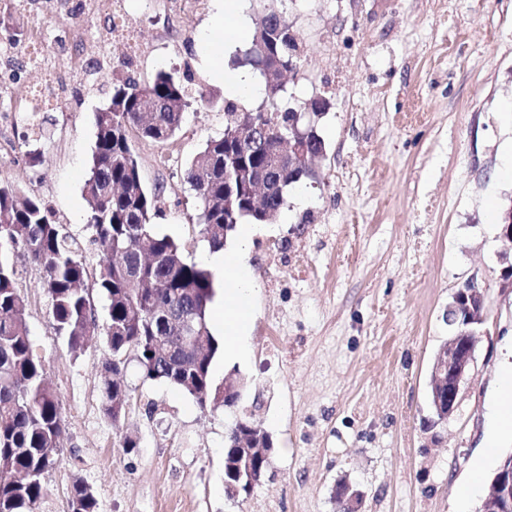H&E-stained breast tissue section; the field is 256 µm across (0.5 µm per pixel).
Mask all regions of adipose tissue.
<instances>
[{
	"label": "adipose tissue",
	"instance_id": "obj_1",
	"mask_svg": "<svg viewBox=\"0 0 512 512\" xmlns=\"http://www.w3.org/2000/svg\"><path fill=\"white\" fill-rule=\"evenodd\" d=\"M257 228L252 224L237 225L223 248L208 257L212 266L226 272L224 295L213 304L214 325L224 342V364L234 367L248 356L250 319L245 312L253 294L250 244ZM512 442V361L503 360L497 388L490 405V422L482 440L486 452L503 443Z\"/></svg>",
	"mask_w": 512,
	"mask_h": 512
}]
</instances>
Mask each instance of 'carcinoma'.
I'll list each match as a JSON object with an SVG mask.
<instances>
[{"label":"carcinoma","instance_id":"carcinoma-1","mask_svg":"<svg viewBox=\"0 0 512 512\" xmlns=\"http://www.w3.org/2000/svg\"><path fill=\"white\" fill-rule=\"evenodd\" d=\"M251 57L263 66L271 92L270 111L288 123L290 105L279 83L288 62L296 61L299 42L284 16L261 17ZM213 104L172 73L150 81L112 79L108 106L96 113L95 150L83 192L87 225L98 256L89 271L83 248L66 225L49 220L43 203L8 182H0V460L23 475L15 483L0 473V512H40L44 478L61 462L65 419L45 367L32 350L27 329L28 299L18 287V269L6 252L23 249L42 273L58 334L81 350L95 335L112 351L101 377L102 412L110 421L114 406L128 397L120 378L122 357L133 350L142 359L144 378L167 383L206 409L221 385L213 377L219 343L208 326L216 296L215 277L184 257L179 243L157 232L153 219L162 189L143 181L134 139L164 146L179 131L185 110ZM315 177L311 168L293 177L288 148L276 135L261 143L253 135L207 139L184 169L199 203L201 232L213 249L224 247L227 232L244 220L266 224L276 219L285 187ZM104 293L108 318L98 325L89 279ZM204 336L202 352L189 340ZM241 416L225 435L229 464L238 435L247 431ZM71 501L77 512H98L93 489L77 480Z\"/></svg>","mask_w":512,"mask_h":512}]
</instances>
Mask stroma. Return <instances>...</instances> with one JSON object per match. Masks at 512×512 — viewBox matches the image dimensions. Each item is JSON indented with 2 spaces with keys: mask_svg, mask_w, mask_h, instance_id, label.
<instances>
[{
  "mask_svg": "<svg viewBox=\"0 0 512 512\" xmlns=\"http://www.w3.org/2000/svg\"><path fill=\"white\" fill-rule=\"evenodd\" d=\"M250 46L262 12L284 13L299 37V101L329 99L327 155L316 177L290 188L269 233L252 245L248 382L237 411L201 410L173 387L145 379L127 357L130 405L120 425L101 412L100 341L72 352L53 326L40 270L18 260L27 326L66 420L60 465L44 479L41 512H68L74 480L94 489L99 512H338V482L365 495L363 512H454L457 488L481 450L498 370L512 345V242L498 224L512 201V0H236ZM170 0H137L131 14L141 61L113 53L105 78L71 77L97 62L90 39L51 46L64 106L28 116L36 74L11 85L18 125L0 124V180L42 198L50 220L90 247L83 184L96 142L95 114L110 75L148 81L191 76L215 100L188 109L167 145L137 142L147 186H163L160 234L187 260L210 250L199 204L176 172L224 132L228 96L200 35L169 24ZM38 137L25 139L22 126ZM475 281L485 296L476 364L459 407L433 424L432 360L448 337L454 292ZM252 413L271 437L265 478L247 498L224 488V436ZM131 435L137 446L122 448Z\"/></svg>",
  "mask_w": 512,
  "mask_h": 512,
  "instance_id": "35a3bbf8",
  "label": "stroma"
}]
</instances>
